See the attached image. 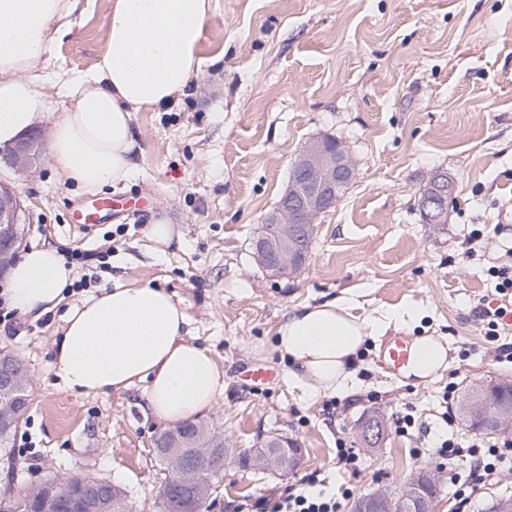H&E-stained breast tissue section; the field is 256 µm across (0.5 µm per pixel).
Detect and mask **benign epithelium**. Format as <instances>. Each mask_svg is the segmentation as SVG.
<instances>
[{"label": "benign epithelium", "mask_w": 512, "mask_h": 512, "mask_svg": "<svg viewBox=\"0 0 512 512\" xmlns=\"http://www.w3.org/2000/svg\"><path fill=\"white\" fill-rule=\"evenodd\" d=\"M42 154L38 137L25 136L17 143L0 148V166L17 173L35 168ZM356 175V166L347 146L334 138L320 137L310 141L295 158L288 187L269 212L263 224L271 234L255 242L254 259L271 279L295 278L305 270L307 247L316 234L317 218L336 207ZM452 184L445 176L434 178L422 191L419 200L424 221L429 224L447 223V207L451 201ZM25 208L20 192L0 185V276L4 275L12 257L25 241ZM30 384L28 375L13 358H0V402L5 403V415L18 416L27 412L29 398L3 399V395ZM365 443L384 439L386 428L374 420H366L359 428ZM271 450L249 458L248 464L267 472L280 473L299 465L301 451L283 435L270 436ZM213 457L205 446L180 450L169 458L172 477L170 485L189 491L182 497L179 512H196V501L208 496L211 486L200 479L202 465ZM429 471L415 473L404 486L399 503L380 490L359 497L352 512H432V499L422 493V484Z\"/></svg>", "instance_id": "1"}]
</instances>
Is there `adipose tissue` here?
Masks as SVG:
<instances>
[{
    "instance_id": "obj_1",
    "label": "adipose tissue",
    "mask_w": 512,
    "mask_h": 512,
    "mask_svg": "<svg viewBox=\"0 0 512 512\" xmlns=\"http://www.w3.org/2000/svg\"><path fill=\"white\" fill-rule=\"evenodd\" d=\"M82 0H0V145L50 122L49 154L59 178L87 194L128 182L138 167L134 113L167 106L201 71L211 0H111L106 47L89 73L43 92L55 45ZM73 281L60 252L35 245L11 267L9 308L37 319L57 308ZM414 308L360 318L344 301L303 304L276 327L275 347L304 393L346 388L366 337L414 319ZM188 315L165 288L117 282L83 295L64 315L53 371L74 395L125 392L145 384V404L176 427L211 410L224 375L188 340ZM441 338L419 336L402 368L427 379L447 365Z\"/></svg>"
}]
</instances>
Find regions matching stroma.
<instances>
[{
    "label": "stroma",
    "mask_w": 512,
    "mask_h": 512,
    "mask_svg": "<svg viewBox=\"0 0 512 512\" xmlns=\"http://www.w3.org/2000/svg\"><path fill=\"white\" fill-rule=\"evenodd\" d=\"M110 0H92L56 45L50 70L80 76L104 49ZM198 79L178 101L133 115L139 166L103 195L144 196L148 209L100 213L74 224L92 195L64 182L49 155L16 184L26 207L27 244L78 250L77 289L67 303L121 277L167 288L190 317V335L224 372L216 408L200 421L219 427L231 450L280 431L297 440L301 466L275 476L226 464L204 512L277 497L312 478L335 493L340 512L373 490L400 494L420 469L441 489L434 512H485L512 496V466L462 503L448 493V468L435 441L446 426L448 388L464 393L489 380L512 382V330L491 336L478 313L497 301L491 267L512 261V0H211ZM344 142L356 177L336 208L320 215L306 270L274 280L251 244L285 191L295 156L313 138ZM444 173L454 183L447 223H425L424 188ZM165 218L176 240L156 252L147 230ZM500 225L471 242L473 230ZM346 299L360 316L404 307L418 322L367 337L352 387L307 396L288 376L273 332L293 307ZM65 306L39 319L0 323V351L18 356L34 383L21 437L0 447V492L79 472L124 488L134 512H159L169 472L153 446L165 423L143 408L144 386L79 397L51 365ZM440 336L448 366L420 381L382 362L386 336ZM276 377L247 385L243 368ZM378 413L388 437L361 447L359 423ZM411 416L401 433L396 421ZM29 447H21V438ZM359 457L337 463L338 440Z\"/></svg>",
    "instance_id": "obj_1"
}]
</instances>
